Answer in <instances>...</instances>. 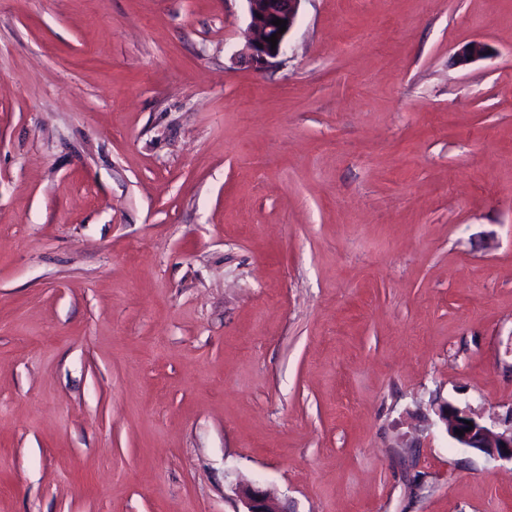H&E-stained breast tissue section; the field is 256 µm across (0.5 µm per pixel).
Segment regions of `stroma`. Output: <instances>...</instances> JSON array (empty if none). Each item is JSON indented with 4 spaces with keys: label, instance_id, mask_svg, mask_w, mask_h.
Masks as SVG:
<instances>
[{
    "label": "stroma",
    "instance_id": "35a3bbf8",
    "mask_svg": "<svg viewBox=\"0 0 512 512\" xmlns=\"http://www.w3.org/2000/svg\"><path fill=\"white\" fill-rule=\"evenodd\" d=\"M246 28L0 0V512H512V0ZM302 1L243 0L248 16L245 51L256 67L269 65L284 55L288 36L296 24ZM258 15H261V18H258ZM275 18L287 20L286 31L279 33V26L272 24ZM272 34H276L277 38L275 49H271V43L266 41ZM259 44H262V47H259ZM488 55L486 44L479 39H472L461 46L456 52L460 65L465 66L484 59ZM435 413L438 420L444 424L448 437L457 447L473 448L490 459L512 462V409L503 425L496 421L488 423L470 409L448 401L439 404ZM464 420L471 421L473 428L464 431V435L455 434L456 429L464 430L469 427ZM236 495L245 508L239 512H284L270 490H262L251 485L239 486Z\"/></svg>",
    "mask_w": 512,
    "mask_h": 512
}]
</instances>
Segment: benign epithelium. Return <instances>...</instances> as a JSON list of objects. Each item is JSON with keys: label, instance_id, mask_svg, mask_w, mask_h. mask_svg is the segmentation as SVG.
I'll list each match as a JSON object with an SVG mask.
<instances>
[{"label": "benign epithelium", "instance_id": "obj_1", "mask_svg": "<svg viewBox=\"0 0 512 512\" xmlns=\"http://www.w3.org/2000/svg\"><path fill=\"white\" fill-rule=\"evenodd\" d=\"M248 16L247 40L245 51L249 60L257 67L273 63L284 55L288 44L289 32L296 24L302 0H243ZM287 21L286 31L279 32V27L272 24L274 19ZM276 36L277 45L271 47L267 38ZM488 55L486 44L479 39H472L456 52L460 65L465 66L484 59ZM435 413L444 424L448 437L459 448H473L493 460L512 461V410L503 423H488L467 408L443 402ZM473 425L466 430L465 421ZM460 429L464 434L457 435ZM236 495L244 507L243 512H283L274 493L251 485L236 488Z\"/></svg>", "mask_w": 512, "mask_h": 512}]
</instances>
